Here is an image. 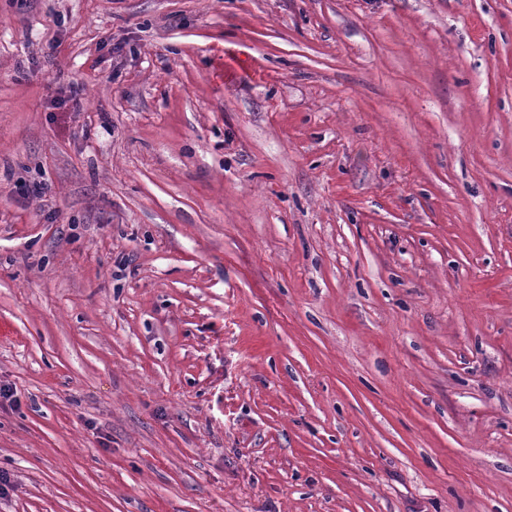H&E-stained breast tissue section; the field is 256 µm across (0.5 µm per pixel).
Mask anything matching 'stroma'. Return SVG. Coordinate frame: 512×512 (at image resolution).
<instances>
[{
    "mask_svg": "<svg viewBox=\"0 0 512 512\" xmlns=\"http://www.w3.org/2000/svg\"><path fill=\"white\" fill-rule=\"evenodd\" d=\"M0 386V512H512V0H0Z\"/></svg>",
    "mask_w": 512,
    "mask_h": 512,
    "instance_id": "35a3bbf8",
    "label": "stroma"
}]
</instances>
